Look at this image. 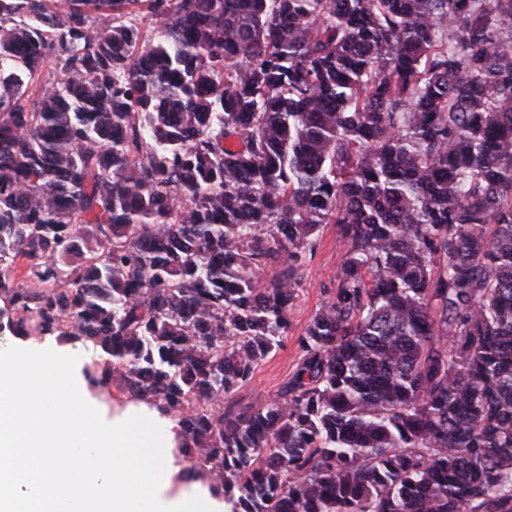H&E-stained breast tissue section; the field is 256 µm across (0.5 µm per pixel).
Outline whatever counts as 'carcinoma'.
Segmentation results:
<instances>
[{
  "label": "carcinoma",
  "mask_w": 512,
  "mask_h": 512,
  "mask_svg": "<svg viewBox=\"0 0 512 512\" xmlns=\"http://www.w3.org/2000/svg\"><path fill=\"white\" fill-rule=\"evenodd\" d=\"M0 290L228 512H512V0H0ZM347 250L346 242L334 224H326L311 258L303 268L298 297L290 314L291 330L277 353L263 361L252 381L234 394L241 404H254L276 397L282 382L295 368L299 355L297 339L303 334L311 316L327 299L326 288L340 266Z\"/></svg>",
  "instance_id": "1"
}]
</instances>
